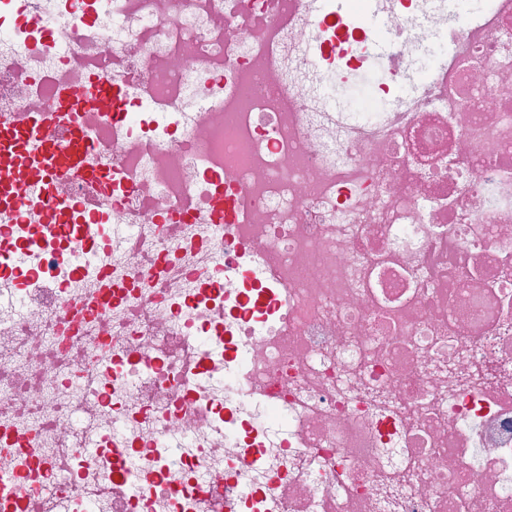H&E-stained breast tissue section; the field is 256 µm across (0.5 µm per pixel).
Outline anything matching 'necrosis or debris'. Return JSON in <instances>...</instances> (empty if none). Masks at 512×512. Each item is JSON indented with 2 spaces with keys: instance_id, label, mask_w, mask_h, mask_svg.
I'll use <instances>...</instances> for the list:
<instances>
[{
  "instance_id": "obj_1",
  "label": "necrosis or debris",
  "mask_w": 512,
  "mask_h": 512,
  "mask_svg": "<svg viewBox=\"0 0 512 512\" xmlns=\"http://www.w3.org/2000/svg\"><path fill=\"white\" fill-rule=\"evenodd\" d=\"M102 76L89 248L0 205V512H512V0H0V113Z\"/></svg>"
}]
</instances>
